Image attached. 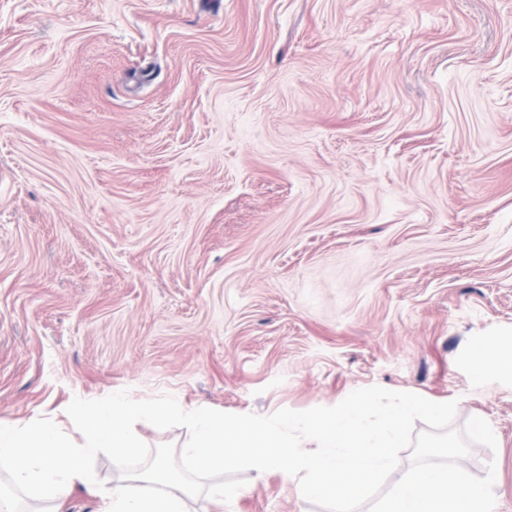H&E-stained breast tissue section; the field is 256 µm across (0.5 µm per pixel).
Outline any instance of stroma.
Returning a JSON list of instances; mask_svg holds the SVG:
<instances>
[{
  "label": "stroma",
  "mask_w": 512,
  "mask_h": 512,
  "mask_svg": "<svg viewBox=\"0 0 512 512\" xmlns=\"http://www.w3.org/2000/svg\"><path fill=\"white\" fill-rule=\"evenodd\" d=\"M476 339L512 347V0H0V421L378 385L487 420L512 512ZM244 478L191 512H323Z\"/></svg>",
  "instance_id": "35a3bbf8"
}]
</instances>
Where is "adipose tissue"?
Wrapping results in <instances>:
<instances>
[{"label": "adipose tissue", "mask_w": 512, "mask_h": 512, "mask_svg": "<svg viewBox=\"0 0 512 512\" xmlns=\"http://www.w3.org/2000/svg\"><path fill=\"white\" fill-rule=\"evenodd\" d=\"M192 484L174 486L165 461H157L140 475L103 492L104 512H187Z\"/></svg>", "instance_id": "1"}]
</instances>
